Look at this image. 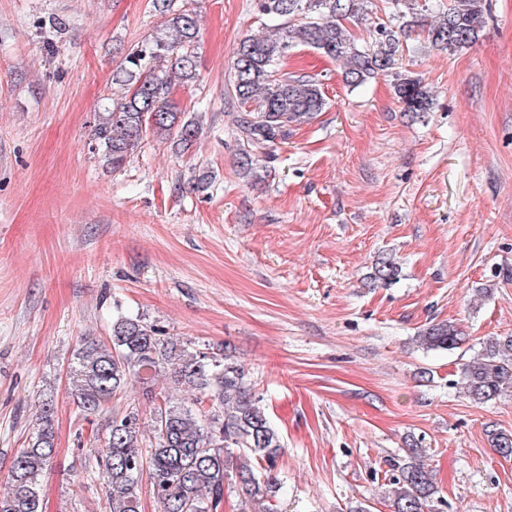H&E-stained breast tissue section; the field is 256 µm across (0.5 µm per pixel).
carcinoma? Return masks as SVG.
<instances>
[{
    "mask_svg": "<svg viewBox=\"0 0 512 512\" xmlns=\"http://www.w3.org/2000/svg\"><path fill=\"white\" fill-rule=\"evenodd\" d=\"M370 0H258L259 10L276 22L268 35L245 36L237 47L230 87L243 106L252 110L240 119L244 141L272 142L288 128L306 124L323 111L327 100L321 83L307 75L281 71L288 51L304 45L342 62L343 81L359 87L395 69L402 40L415 29L433 47L450 53L473 45L483 29L485 0H454L437 20L423 24L422 14L410 7L400 12L399 24L375 28L368 44L359 43L343 24L367 11ZM166 17L165 28L126 53L112 74L127 88L118 101L98 113L90 144L107 166L119 169L137 150L147 133L187 148L200 132L196 117L187 116L171 99L174 81L187 83L196 75L195 13L174 0H154ZM394 92L404 111L430 110L432 100L421 81L396 75ZM399 264L378 257L371 279L393 282ZM463 332L443 321L423 329L418 344L428 350H453ZM171 379L194 393L192 405L156 390L159 378ZM70 397L85 415H109L103 446L95 455L106 479L109 512H138L143 475H148L160 512H218L226 483H238L243 502L254 512H277V479L272 474L281 448L280 437L264 409L251 395L245 372L219 348L192 349L140 317L119 314L112 320L109 341L82 340L69 364ZM142 385L149 409L148 456L142 416L136 408L112 411V400L132 382ZM459 384L467 397L484 404L512 393V335L493 336L479 354L464 365ZM52 404L46 402L27 447L11 460L7 486L0 493V512H44L39 477L56 454ZM490 446L512 457V433L486 428ZM239 448L255 460L251 466L233 462ZM391 512H433L444 502L433 470L414 448L390 480Z\"/></svg>",
    "mask_w": 512,
    "mask_h": 512,
    "instance_id": "cac0c4a2",
    "label": "carcinoma"
}]
</instances>
